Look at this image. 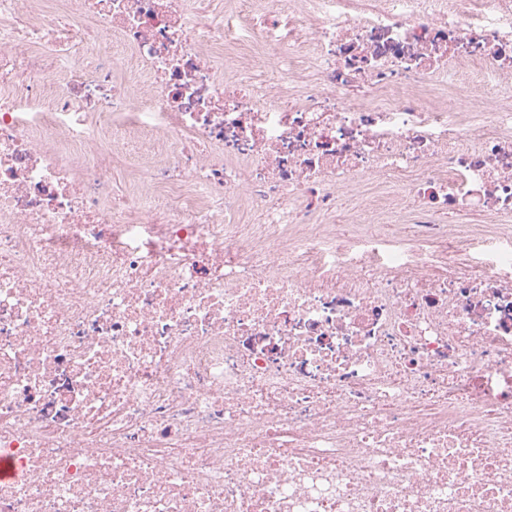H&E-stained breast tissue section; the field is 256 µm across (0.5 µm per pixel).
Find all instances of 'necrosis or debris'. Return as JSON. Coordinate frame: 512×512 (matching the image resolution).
Wrapping results in <instances>:
<instances>
[{
	"instance_id": "necrosis-or-debris-1",
	"label": "necrosis or debris",
	"mask_w": 512,
	"mask_h": 512,
	"mask_svg": "<svg viewBox=\"0 0 512 512\" xmlns=\"http://www.w3.org/2000/svg\"><path fill=\"white\" fill-rule=\"evenodd\" d=\"M0 461V512H512V0H0Z\"/></svg>"
}]
</instances>
